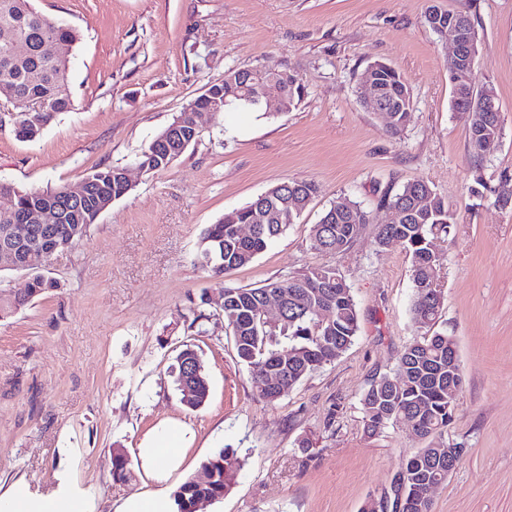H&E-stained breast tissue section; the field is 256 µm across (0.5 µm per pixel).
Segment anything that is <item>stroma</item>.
I'll use <instances>...</instances> for the list:
<instances>
[{
    "label": "stroma",
    "instance_id": "1",
    "mask_svg": "<svg viewBox=\"0 0 512 512\" xmlns=\"http://www.w3.org/2000/svg\"><path fill=\"white\" fill-rule=\"evenodd\" d=\"M78 29L63 86L71 106L35 140L0 125V180L22 190L76 186L94 170L127 168L131 191L43 270L53 289L0 320V497L24 487L81 512H116L133 495H168L225 447L243 461L223 499L201 512H360L389 491L425 441L410 428L364 431L361 398L394 372L418 334L411 259L377 247L387 185L423 179L457 215L439 248L445 300L436 331L453 336L464 388L448 429L464 453L433 492L434 512H512V208L473 196L512 175V0H32ZM468 12L478 34L474 88L492 85L501 143L473 156L452 108L450 41L424 20L430 6ZM395 68L414 101L391 135L362 99L373 62ZM276 66L305 87L301 103L266 115L239 107L204 125L168 168L142 152L229 69ZM318 184L303 215L248 266L222 275L197 262L208 225L272 186ZM369 213L346 251L317 253L310 233L330 205ZM312 264L338 268L360 316L354 344L278 403L258 400L224 329V288H255ZM208 297L209 321L191 328ZM202 355L210 397L186 409L172 374L183 345ZM184 434L181 467L156 479L138 454L146 437ZM311 441L300 447V439ZM130 465L112 477L113 448Z\"/></svg>",
    "mask_w": 512,
    "mask_h": 512
}]
</instances>
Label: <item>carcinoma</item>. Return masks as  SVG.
<instances>
[{"label":"carcinoma","instance_id":"obj_1","mask_svg":"<svg viewBox=\"0 0 512 512\" xmlns=\"http://www.w3.org/2000/svg\"><path fill=\"white\" fill-rule=\"evenodd\" d=\"M445 22H456L469 33L475 32L470 15L464 11H443ZM29 46V53L18 58L0 38V99L10 103L15 115L12 132L19 141H33L43 127L58 113L69 109L70 102L61 89L67 80L69 52L78 40L77 31L55 22L36 11L31 0H0V32ZM457 65L449 60L448 71L453 88V109L465 120L469 145L474 157L482 159L496 148L481 143L480 127L472 103L479 98L470 80H458ZM264 77L277 83L284 105L292 110L304 96V86L297 75L274 66L261 69ZM384 89L387 102L401 105L391 132L399 133L410 121L413 98L403 77L391 67L371 70ZM208 96H198L191 104L198 110L261 106L244 99L241 83L221 80L211 85ZM179 146L175 139L167 143L154 140L143 152L141 162L148 171H160L171 165ZM118 166H108L88 176V198L113 202L131 190L118 178ZM67 186L49 190L25 191L0 182V194L13 196L10 207L0 209V248L8 238H20L25 225L37 228L28 238L27 267L31 278L24 297L0 298V320L25 308L33 298L54 287L40 268L52 255L49 237L60 243L58 250H69L82 240L94 221L74 220L66 209ZM319 192L311 180L280 183L269 192L256 210L247 205L235 212V220L225 219L209 225L197 255L199 265L215 272H230L251 264L268 243L283 234L309 206ZM378 204L389 212V223L377 227L375 242L399 245L411 258V277L416 300L411 319L417 328H430L439 319L444 301L440 272L444 256L437 240L449 236L454 213L444 197L429 184L416 179L394 188L387 187ZM368 223V212L361 203L349 201L344 208L330 207L313 225L310 249L317 253L347 250ZM240 224L256 227L250 237H241ZM276 299L285 310L284 319L268 324L261 309L269 299ZM224 327L233 337L239 363L250 374L258 397L273 404L288 394L303 379L333 362L354 342L359 331V315L351 288L340 271L326 265L308 266L270 281L257 288L224 289ZM457 348L453 337L443 332L415 337L401 354L397 371L400 376L384 373L374 379L364 392L362 421L371 435L392 426L416 429L428 446L402 461L394 476L405 488L406 512H432V503L421 496L426 487H438L448 480V440L459 393L463 387L462 368L448 369V355ZM176 383L181 403L196 411L209 399V381L201 355L187 345L176 357ZM112 476L122 479L129 460L120 449L112 450ZM242 460L233 448H224L204 460L199 470L183 480L171 495L174 512H193L200 500L218 501L236 483ZM398 508L397 497L370 500L361 512H387Z\"/></svg>","mask_w":512,"mask_h":512}]
</instances>
